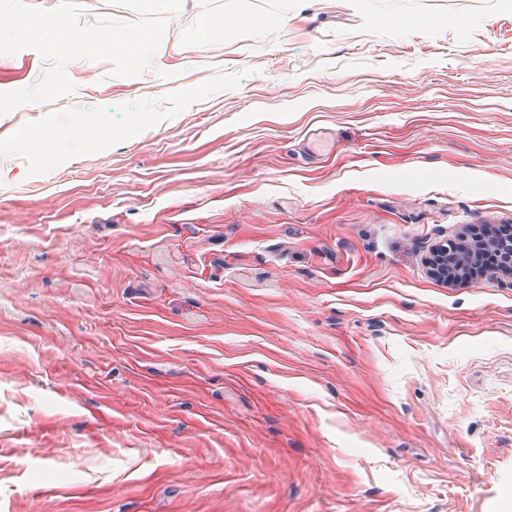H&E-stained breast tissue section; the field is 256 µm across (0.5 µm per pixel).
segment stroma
<instances>
[{
  "instance_id": "obj_1",
  "label": "stroma",
  "mask_w": 512,
  "mask_h": 512,
  "mask_svg": "<svg viewBox=\"0 0 512 512\" xmlns=\"http://www.w3.org/2000/svg\"><path fill=\"white\" fill-rule=\"evenodd\" d=\"M166 19L0 116V512H495L512 279L426 259L512 224V0Z\"/></svg>"
}]
</instances>
